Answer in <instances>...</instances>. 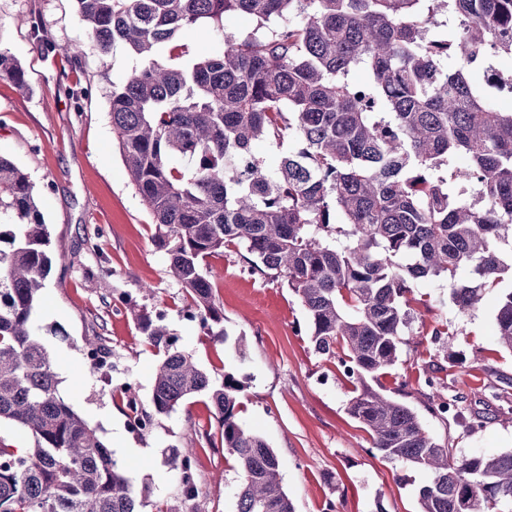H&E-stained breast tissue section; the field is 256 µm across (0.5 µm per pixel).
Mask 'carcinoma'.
Instances as JSON below:
<instances>
[{
  "mask_svg": "<svg viewBox=\"0 0 512 512\" xmlns=\"http://www.w3.org/2000/svg\"><path fill=\"white\" fill-rule=\"evenodd\" d=\"M91 47L139 61L112 90V130L129 179L155 219L187 316L227 336L206 260L241 244L253 270L287 282L314 351L360 385L348 413L383 458L428 472L419 512L512 505V451L459 455L408 405L373 389L408 345L414 289L448 280L466 314L512 275V110L471 79L512 58V0H75ZM244 13L254 29L211 56L179 36ZM363 67L365 83L350 79ZM0 78L23 89L0 50ZM258 141L288 144L275 168ZM462 158L465 166L452 167ZM0 512H138L134 489L96 429L59 395L54 357L34 325L50 271V233L26 173L0 157ZM344 221L336 223V214ZM467 270L472 280L460 282ZM163 351L155 414L206 394L234 457L236 512H295L277 454L238 420L245 385L214 380L181 350L166 317L134 312ZM497 340L512 353V289L498 297ZM194 449L174 450L183 493L197 492Z\"/></svg>",
  "mask_w": 512,
  "mask_h": 512,
  "instance_id": "1",
  "label": "carcinoma"
}]
</instances>
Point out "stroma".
Here are the masks:
<instances>
[{
	"label": "stroma",
	"instance_id": "obj_1",
	"mask_svg": "<svg viewBox=\"0 0 512 512\" xmlns=\"http://www.w3.org/2000/svg\"><path fill=\"white\" fill-rule=\"evenodd\" d=\"M82 53H73L75 44ZM0 49L26 72L17 88L0 79V156L23 169L38 190L50 232L52 268L36 306V323L57 362L64 399L97 429L133 485L139 512H236L240 477L230 454L199 450L216 421L206 395L154 415L149 433L127 427L117 384H131L150 411L159 355L128 311L164 312L179 348L213 377L234 373L246 388L240 422L261 435L281 463L295 512H418L424 470L382 458L348 411L354 384L337 359L317 354L304 311L280 280L250 270L235 245L207 260L224 307L227 340L187 321L188 300L169 273L150 210L131 183L112 133L114 86L138 64L124 46L92 50L74 0H0ZM409 344L381 376L388 394L414 409L428 431L461 454L512 451V353L495 336L497 291L461 314L447 280L415 288ZM109 349L114 387H105L83 355L86 341ZM244 342L246 358L235 352ZM457 352L451 362L448 352ZM438 368L426 386L429 368ZM451 404L455 415L432 414L425 396ZM483 417L471 424L472 414ZM196 447L198 492L185 497L170 465L173 449Z\"/></svg>",
	"mask_w": 512,
	"mask_h": 512
}]
</instances>
